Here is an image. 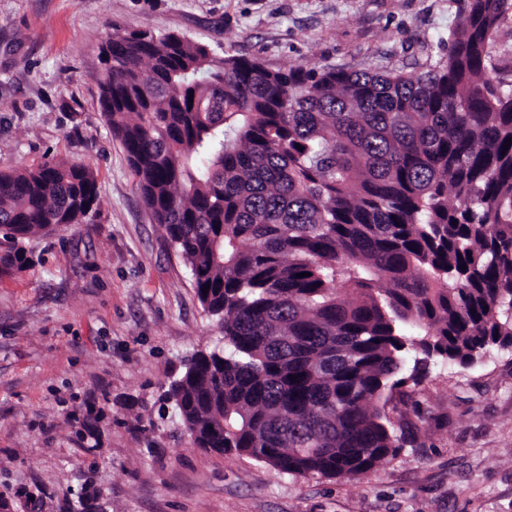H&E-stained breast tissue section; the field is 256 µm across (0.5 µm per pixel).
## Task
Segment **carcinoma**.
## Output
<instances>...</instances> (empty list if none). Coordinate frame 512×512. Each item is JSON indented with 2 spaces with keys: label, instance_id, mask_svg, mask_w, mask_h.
Returning a JSON list of instances; mask_svg holds the SVG:
<instances>
[{
  "label": "carcinoma",
  "instance_id": "carcinoma-1",
  "mask_svg": "<svg viewBox=\"0 0 512 512\" xmlns=\"http://www.w3.org/2000/svg\"><path fill=\"white\" fill-rule=\"evenodd\" d=\"M511 12L459 0L448 58L415 77L112 35L104 118L224 332L165 391L195 447L354 478L402 447L387 406L429 359L512 348V89L488 69ZM100 206L85 163L0 172V277Z\"/></svg>",
  "mask_w": 512,
  "mask_h": 512
}]
</instances>
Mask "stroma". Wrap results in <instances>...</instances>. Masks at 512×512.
I'll return each mask as SVG.
<instances>
[{
    "instance_id": "obj_1",
    "label": "stroma",
    "mask_w": 512,
    "mask_h": 512,
    "mask_svg": "<svg viewBox=\"0 0 512 512\" xmlns=\"http://www.w3.org/2000/svg\"><path fill=\"white\" fill-rule=\"evenodd\" d=\"M458 0H0V171L82 161L101 206L26 242L0 277V500L15 512H512V353L430 367L391 417L396 455L293 477L195 448L163 393L223 340L169 250L99 104L114 32H178L273 70L414 76Z\"/></svg>"
}]
</instances>
